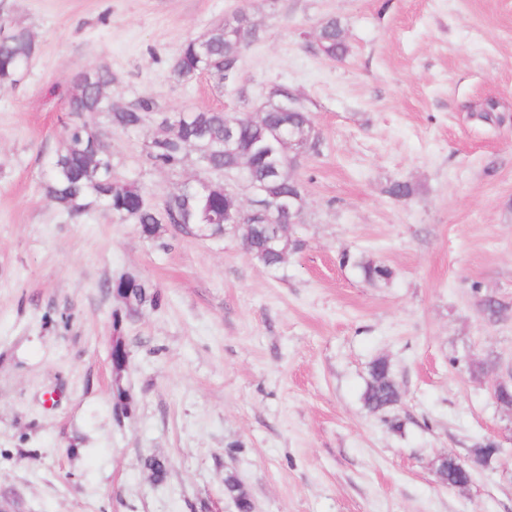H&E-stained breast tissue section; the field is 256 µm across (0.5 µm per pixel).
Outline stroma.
<instances>
[{
  "label": "stroma",
  "instance_id": "obj_1",
  "mask_svg": "<svg viewBox=\"0 0 512 512\" xmlns=\"http://www.w3.org/2000/svg\"><path fill=\"white\" fill-rule=\"evenodd\" d=\"M237 8L259 28L238 78L178 80V45ZM1 17L36 54L0 85V499L237 512L230 468L254 512H512V407L492 397L512 378V0H0ZM328 17L345 30L340 60L317 49ZM98 67L113 99L155 102L112 136L117 175L154 204L225 180L191 155L174 171L147 161L162 114H256L287 88L321 140L290 170L301 248L269 270L230 236L149 240L99 208L58 211L41 183L73 78ZM395 181L413 196L390 198ZM345 253L391 279L367 283ZM122 275L162 301L117 326L108 284ZM381 356L402 392L398 432L361 401ZM488 443L500 453L467 487L438 483V458Z\"/></svg>",
  "mask_w": 512,
  "mask_h": 512
}]
</instances>
